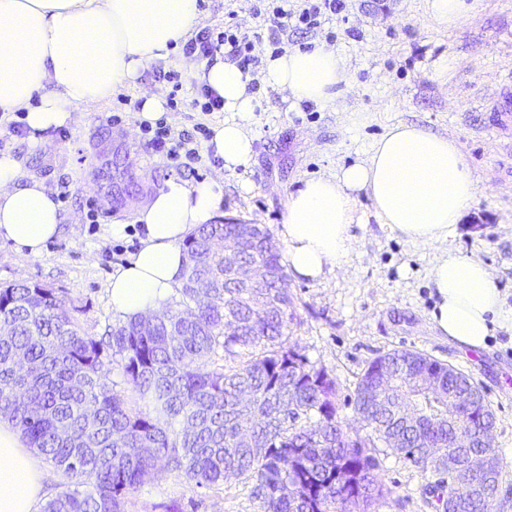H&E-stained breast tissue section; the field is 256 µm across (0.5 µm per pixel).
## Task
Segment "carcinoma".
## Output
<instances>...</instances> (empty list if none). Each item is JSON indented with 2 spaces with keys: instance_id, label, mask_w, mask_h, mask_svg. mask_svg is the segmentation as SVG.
I'll return each mask as SVG.
<instances>
[{
  "instance_id": "1",
  "label": "carcinoma",
  "mask_w": 512,
  "mask_h": 512,
  "mask_svg": "<svg viewBox=\"0 0 512 512\" xmlns=\"http://www.w3.org/2000/svg\"><path fill=\"white\" fill-rule=\"evenodd\" d=\"M266 275L264 287H235L218 247ZM179 300L153 315L81 333L78 309L39 283L0 288V416L67 478L43 512H125L127 495L158 463L196 488L230 478L252 485L258 512H371L386 493L372 450L382 445L428 474L421 492L435 512H491L492 499L452 506L451 480L438 474L448 453L494 425L467 376L412 350L370 362L354 406L368 429L351 435L338 417L336 379L288 343L293 298L279 247L261 224H202L183 243ZM122 374L149 410L113 389ZM420 375L438 394L416 400L409 424L379 402L377 388ZM457 395L453 418L442 398Z\"/></svg>"
}]
</instances>
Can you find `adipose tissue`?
<instances>
[{
    "mask_svg": "<svg viewBox=\"0 0 512 512\" xmlns=\"http://www.w3.org/2000/svg\"><path fill=\"white\" fill-rule=\"evenodd\" d=\"M199 16L198 0H0V112H24L29 138L39 142L66 125L73 109L135 85L144 68L194 30ZM189 69L223 98L230 114L207 143L228 173L247 166L254 152L249 120L259 93L252 80L284 92L291 109L305 103L335 108L340 87L350 84L344 57L325 44L265 57L255 78L220 52ZM477 194L453 140L393 125L365 158L309 178L288 194L277 230L288 273L316 282L347 265L358 200L367 197L379 222L403 240L438 247L430 271L436 329L461 346L485 348L497 326L512 322V312L491 268L448 246ZM223 199V181L191 186L171 177L137 208L139 246L108 283L114 314L143 316L161 307L181 283L182 242L215 220ZM60 222L59 205L43 182L26 176L10 155L0 156V240L36 257L58 235ZM42 488L41 471L18 431L0 423V512H34Z\"/></svg>",
    "mask_w": 512,
    "mask_h": 512,
    "instance_id": "obj_1",
    "label": "adipose tissue"
}]
</instances>
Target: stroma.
<instances>
[{
    "label": "stroma",
    "mask_w": 512,
    "mask_h": 512,
    "mask_svg": "<svg viewBox=\"0 0 512 512\" xmlns=\"http://www.w3.org/2000/svg\"><path fill=\"white\" fill-rule=\"evenodd\" d=\"M258 5V0H203L199 26L236 24L254 37L256 56H264L270 48ZM280 41L285 48L332 42L347 60L349 89L335 109L310 105L288 112L276 92H261L250 120L255 137L250 164L226 175L212 154L202 153L191 184L223 179L225 222H258L272 232L283 220L288 193L307 178L365 158L392 125L406 122L448 136L478 180L476 202L448 244L493 268L496 286L512 307V134L494 126L491 112L512 72V0H473L469 16L449 30L428 19L425 0H345L344 10L321 27L287 28ZM185 60L182 48L172 49L167 60L142 71L136 86L72 112L65 128L48 131L39 144L0 126V155H12L51 193L69 190L60 205L62 230L40 256L26 258L0 243V286L29 281L62 291L78 307L79 325L89 336L100 337L106 325L118 323L109 303V278L139 245L138 233L113 236V224L132 223L135 206L175 174L140 137L135 107L140 92L167 97L169 87L156 74L174 70L182 75V104L163 116L173 131L198 124L209 128L225 118L193 108L199 85ZM115 112L123 121L113 125L109 117ZM106 128L112 143L128 152L139 192L120 209H99L98 223L91 224L87 211L97 203L91 171L99 163V133ZM358 215L360 222L352 227L356 249L346 269L318 282L290 279L296 313L290 343L335 376L338 413L355 432L362 425L346 399L368 364L382 354L417 351L469 376L495 415L492 446L501 481L491 512H512V328L497 329L479 352L442 336L430 317L436 300L429 281L435 250L413 246L379 223L367 197H360ZM378 458L389 492L372 512H433L420 495L427 477L418 467L387 450ZM174 502L180 512H256L244 482L231 479L195 489L166 469L128 494L126 512H166Z\"/></svg>",
    "instance_id": "35a3bbf8"
}]
</instances>
